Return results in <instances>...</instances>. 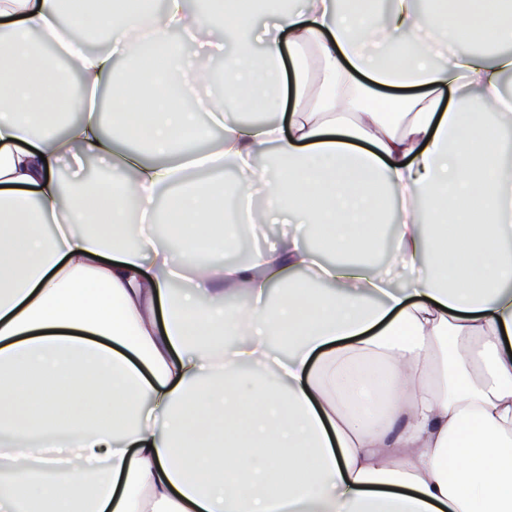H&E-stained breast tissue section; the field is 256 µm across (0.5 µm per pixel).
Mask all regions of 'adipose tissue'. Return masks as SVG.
<instances>
[{
	"instance_id": "ef3b65f1",
	"label": "adipose tissue",
	"mask_w": 512,
	"mask_h": 512,
	"mask_svg": "<svg viewBox=\"0 0 512 512\" xmlns=\"http://www.w3.org/2000/svg\"><path fill=\"white\" fill-rule=\"evenodd\" d=\"M377 3L259 29L241 0H85L63 30L61 0H0V512H512V0ZM102 19L108 49H83ZM141 32L167 63L113 81ZM35 33L72 56L80 120ZM474 33L494 57L458 49ZM187 44L270 121L214 109L191 149L212 73L181 78ZM91 160L111 183L65 194ZM228 160L231 225L190 178ZM161 200L187 249L155 238ZM275 211L293 222L250 261L197 253Z\"/></svg>"
}]
</instances>
